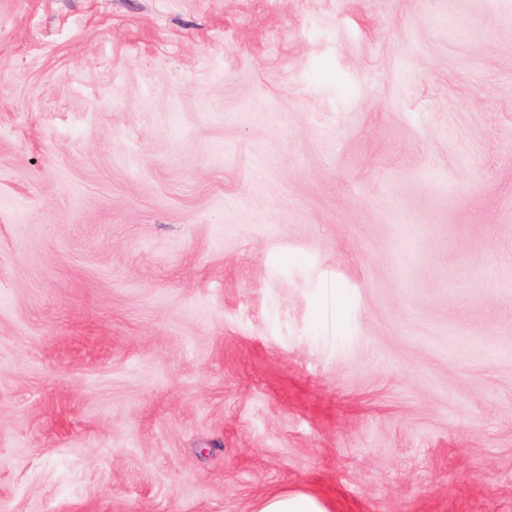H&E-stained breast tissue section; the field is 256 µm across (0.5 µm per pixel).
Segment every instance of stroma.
I'll use <instances>...</instances> for the list:
<instances>
[{
  "label": "stroma",
  "instance_id": "35a3bbf8",
  "mask_svg": "<svg viewBox=\"0 0 512 512\" xmlns=\"http://www.w3.org/2000/svg\"><path fill=\"white\" fill-rule=\"evenodd\" d=\"M512 512V0H0V512ZM259 512H324L318 502L304 494H275L268 498Z\"/></svg>",
  "mask_w": 512,
  "mask_h": 512
}]
</instances>
